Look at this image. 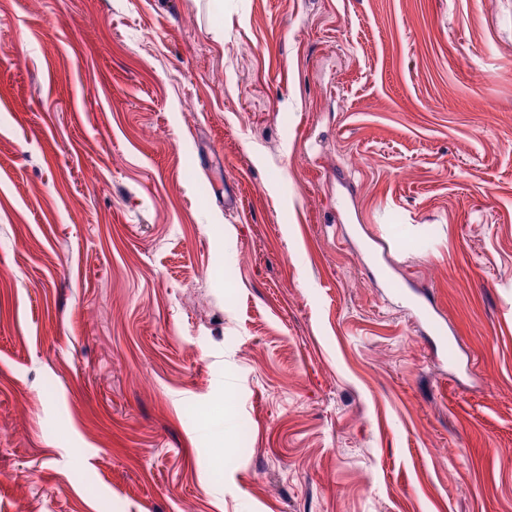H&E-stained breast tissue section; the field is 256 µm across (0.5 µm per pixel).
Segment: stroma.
I'll return each instance as SVG.
<instances>
[{"mask_svg":"<svg viewBox=\"0 0 512 512\" xmlns=\"http://www.w3.org/2000/svg\"><path fill=\"white\" fill-rule=\"evenodd\" d=\"M0 512H512V0H0ZM412 304L422 317L427 332L441 344L444 358L448 359L449 364H455L458 361L455 342L446 336L443 325L431 314V309L434 308L432 301L429 298H424L423 300H412Z\"/></svg>","mask_w":512,"mask_h":512,"instance_id":"obj_1","label":"stroma"}]
</instances>
